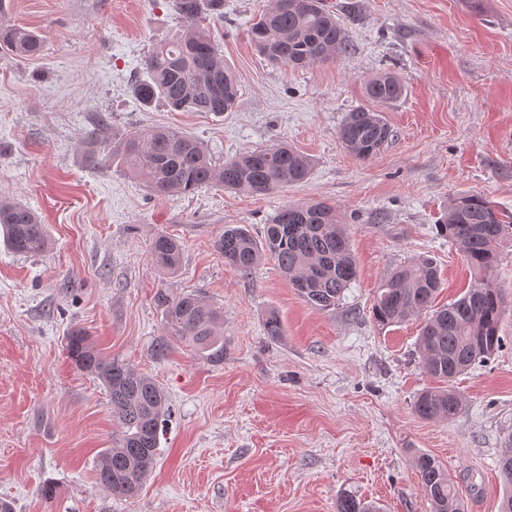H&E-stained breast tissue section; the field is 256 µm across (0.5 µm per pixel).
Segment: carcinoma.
I'll return each instance as SVG.
<instances>
[{
  "mask_svg": "<svg viewBox=\"0 0 512 512\" xmlns=\"http://www.w3.org/2000/svg\"><path fill=\"white\" fill-rule=\"evenodd\" d=\"M283 0L269 6L250 23L251 42L267 60L306 67L336 60L348 52L346 29L323 0ZM182 21L178 36L155 47L145 57L144 75L131 86L134 99L148 108L164 103L173 112H231L238 101V81L224 63V53L203 22L224 15V0H173ZM0 48L20 59L41 54L38 33L17 24L0 26ZM405 86L393 71L377 74L366 83L369 100L388 107L404 94ZM342 145L356 146L352 155L367 160L392 136L381 111L366 107L347 113L340 125ZM82 148L89 166L117 164L145 181L161 196L188 195L203 185L268 195L304 182L310 159L288 145L257 148L215 164L199 140L173 128L144 127L106 136L89 133ZM437 231L455 243L474 273L471 287L460 298L433 307L441 286L438 267L429 258L413 259L390 272L375 292L371 312L381 326L424 316L416 349L424 371L443 386L421 392L415 413L426 420H447L459 410L461 397L449 385L473 364L501 347L500 322L506 301L493 285L491 272L499 260L502 241L512 236V212L485 198L463 194L441 213ZM0 235L16 254L37 255L48 245L44 225L23 203L0 200ZM224 264L248 274L263 259H272L289 284L311 307L336 308L357 278L349 236L336 208L321 201L279 208L258 242L246 225L227 224L215 240ZM149 258L164 275L176 274L182 263V245L170 235H157ZM162 310L163 334L153 346L157 359L166 356L170 340L189 347L212 363L224 360V330L220 312L198 293L155 295ZM67 357L79 370L93 376L106 390L112 407V447L96 461L100 486L117 497L132 498L157 462L159 429L169 412L164 391L149 376L128 364L104 358L80 330L65 338ZM500 474L512 486V437L497 460ZM412 466L430 512H464L453 479L430 454L418 453ZM336 512H379L354 494L342 495Z\"/></svg>",
  "mask_w": 512,
  "mask_h": 512,
  "instance_id": "cac0c4a2",
  "label": "carcinoma"
}]
</instances>
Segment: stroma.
Segmentation results:
<instances>
[{"mask_svg": "<svg viewBox=\"0 0 512 512\" xmlns=\"http://www.w3.org/2000/svg\"><path fill=\"white\" fill-rule=\"evenodd\" d=\"M171 2L0 0V22L44 42L31 59L0 52V198L37 211L49 240L34 256L0 244V501L14 512H336L350 492L383 512H429L411 466L425 452L448 469L465 512H499L497 459L512 435V238L491 275L508 302L502 346L454 380L462 404L452 419L414 411L435 384L416 353L420 319L381 326L371 306L389 271L422 256L441 274L437 305L469 288L462 253L436 230L452 199L478 194L512 211V0H327L350 48L303 69L255 51L249 23L268 0H224L223 19L206 26L240 91L219 116L132 96L145 55L180 30ZM386 70L405 86L382 112L394 135L361 161L337 131ZM99 124L109 135L175 128L219 163L285 143L312 171L268 195L158 196L117 166H87L81 143ZM308 200L336 205L358 266L328 312L306 304L272 260L244 275L214 249L225 225L258 237L278 207ZM161 233L183 244L172 277L149 259ZM162 289L222 310L223 362L179 343L155 358ZM272 313L276 339L264 332ZM75 329L167 396L157 464L135 497L96 479L112 415L103 387L66 354Z\"/></svg>", "mask_w": 512, "mask_h": 512, "instance_id": "obj_1", "label": "stroma"}]
</instances>
